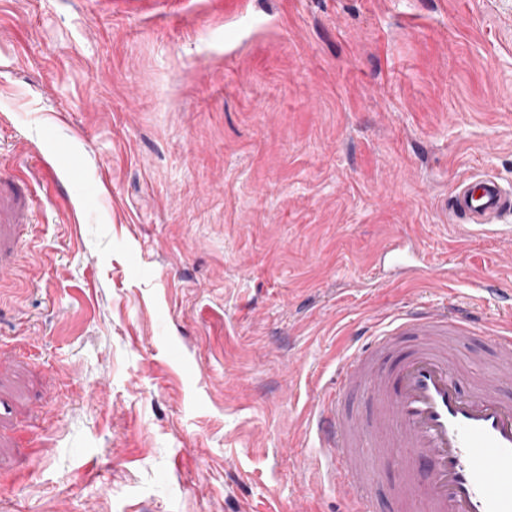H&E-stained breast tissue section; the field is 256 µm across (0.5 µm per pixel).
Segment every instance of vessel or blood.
Masks as SVG:
<instances>
[{"instance_id": "b4317fda", "label": "vessel or blood", "mask_w": 512, "mask_h": 512, "mask_svg": "<svg viewBox=\"0 0 512 512\" xmlns=\"http://www.w3.org/2000/svg\"><path fill=\"white\" fill-rule=\"evenodd\" d=\"M448 223L486 230L512 216V189L491 175L458 180L445 206ZM379 278H447L406 237L376 254ZM481 339L499 370L487 378L462 371L456 342ZM512 326L446 304L399 307L381 327L360 332L357 346L336 365V382L309 412L307 423L325 450L337 487L366 512L371 476L393 465L397 493L419 494L420 512H512ZM371 393L369 415L346 412L350 394Z\"/></svg>"}]
</instances>
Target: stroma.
I'll list each match as a JSON object with an SVG mask.
<instances>
[{
	"instance_id": "1",
	"label": "stroma",
	"mask_w": 512,
	"mask_h": 512,
	"mask_svg": "<svg viewBox=\"0 0 512 512\" xmlns=\"http://www.w3.org/2000/svg\"><path fill=\"white\" fill-rule=\"evenodd\" d=\"M464 174L512 187V0H0V512H347L357 329L512 289ZM444 210L448 224L466 232L488 230L512 216V189L494 176L468 174L458 180ZM407 238L393 237L377 252L374 267L380 279L430 277L440 280L448 277L447 267H434Z\"/></svg>"
}]
</instances>
